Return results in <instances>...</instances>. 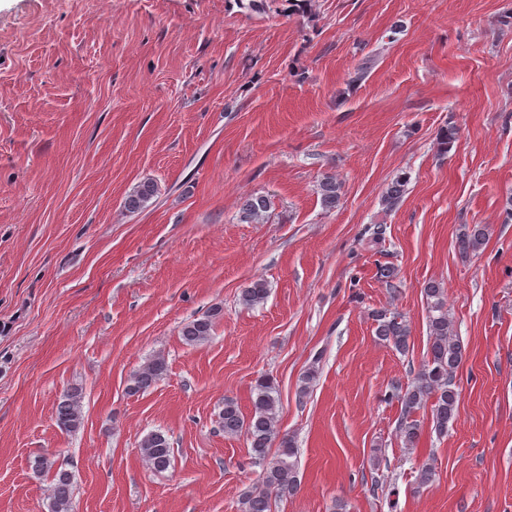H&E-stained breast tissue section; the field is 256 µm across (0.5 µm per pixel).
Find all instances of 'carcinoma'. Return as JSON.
<instances>
[{
	"label": "carcinoma",
	"instance_id": "obj_1",
	"mask_svg": "<svg viewBox=\"0 0 512 512\" xmlns=\"http://www.w3.org/2000/svg\"><path fill=\"white\" fill-rule=\"evenodd\" d=\"M457 140V128L444 126L437 135V150L448 153ZM407 185V178L398 176L391 181L382 196V204L391 211L401 202ZM317 192L327 209L337 207L341 196V183L333 176L324 177L318 184ZM158 194V185L151 179L137 184L127 194L124 207L137 212L149 206ZM268 208L264 196L245 199L240 208V221L257 223ZM489 228L485 224H464L456 239L460 254L468 256L479 251L485 244ZM428 303V327L430 344L427 359L414 383L402 390L395 388L394 396L401 403L402 419L399 425L400 437L407 448H412L421 435V427L412 415L426 404H431V419L434 431L440 435L448 433L449 422L455 420L458 412L459 392L456 389L455 373L462 361V348L452 333V322L448 314L445 291L441 283L428 281L423 288ZM269 293L263 280L250 282L241 289L239 303L254 307L263 303ZM220 314L216 309L199 318L192 319L181 328L180 335L189 346L200 345L209 340ZM377 323L376 336L395 350L406 353L409 349L410 328L399 315L385 311L372 312ZM167 370L166 360L156 355L140 366L130 377L127 391L137 395L150 389ZM253 409L246 417L232 399L224 400L219 418L224 435L236 437L245 435L249 453L254 462L262 466L258 483L246 491L240 499V512H272V500L296 490L298 485L297 448L292 437L280 434L279 398L273 380L262 377L253 389ZM82 391L72 387L59 399L55 409L57 426L65 432H74L81 427ZM278 447L276 456H270V448ZM143 459L155 470L167 469L172 461L173 448L169 438L161 432H151L141 442ZM34 471L50 479V512H73V475L56 466L55 460L41 456L35 460Z\"/></svg>",
	"mask_w": 512,
	"mask_h": 512
}]
</instances>
